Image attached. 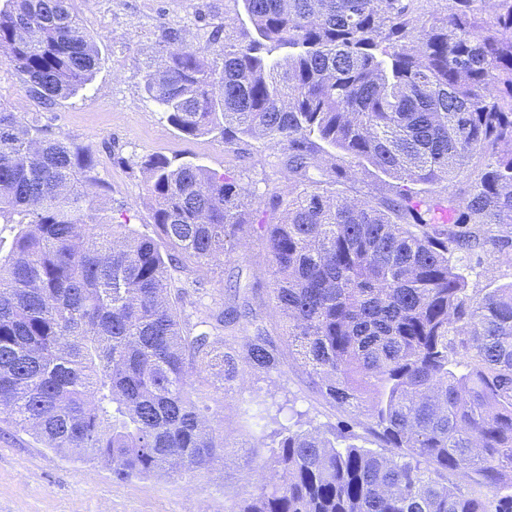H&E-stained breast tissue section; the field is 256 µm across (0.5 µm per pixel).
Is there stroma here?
Wrapping results in <instances>:
<instances>
[{
  "label": "stroma",
  "instance_id": "35a3bbf8",
  "mask_svg": "<svg viewBox=\"0 0 512 512\" xmlns=\"http://www.w3.org/2000/svg\"><path fill=\"white\" fill-rule=\"evenodd\" d=\"M74 8L100 51L93 81L47 109L25 93L14 66L0 55V105L45 135L64 138L92 155L95 176L109 188L104 195L90 193L104 224L151 231L145 163L154 155L194 162L238 181L248 193L250 224L221 262L180 274L174 286L182 316L191 325L235 308L250 309L251 318L236 323V335L262 327L280 363L269 370L239 363L235 382L211 387L230 455L212 471L175 480L154 475L115 482L111 467L74 462L0 421V512H224L225 503L251 491L258 463L270 461L285 429H346L363 436L365 447L378 448L366 432V416L326 402L309 373L288 354L286 320L274 307L266 247L267 225L283 218L272 201L288 195L287 150L257 137L228 145L218 130L184 135L145 90L144 76L165 48L169 29L207 46L211 60L223 56L225 39L252 33L242 0H96L92 5L74 0ZM463 273L470 290L484 291L512 283V262L491 252L482 264H464ZM235 282L241 287L237 294L228 289Z\"/></svg>",
  "mask_w": 512,
  "mask_h": 512
}]
</instances>
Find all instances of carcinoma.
I'll return each mask as SVG.
<instances>
[{"label": "carcinoma", "instance_id": "cac0c4a2", "mask_svg": "<svg viewBox=\"0 0 512 512\" xmlns=\"http://www.w3.org/2000/svg\"><path fill=\"white\" fill-rule=\"evenodd\" d=\"M12 2L0 45L26 94L51 107L84 89L99 57L73 0ZM243 2L255 35L210 62L171 32L145 89L186 135L288 150L302 189L267 225L275 307L321 395L366 407L382 445L289 430L274 473L224 512H512V284L471 293L458 265L489 247L512 259V0H445L429 23L417 0ZM325 144L347 162L336 182L368 164L394 184L333 195L308 176ZM145 166L151 232L102 224L93 160L0 106V217L20 216L0 255V414L119 482L224 462L196 379L238 375L236 337L187 328L169 289L228 252L245 190L202 165ZM464 172V197L419 198ZM243 341L276 365L261 327Z\"/></svg>", "mask_w": 512, "mask_h": 512}]
</instances>
